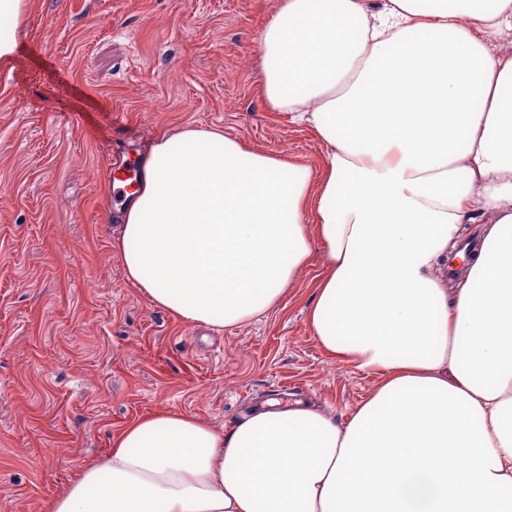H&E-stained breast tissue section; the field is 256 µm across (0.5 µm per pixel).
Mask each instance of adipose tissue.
<instances>
[{
  "label": "adipose tissue",
  "instance_id": "1",
  "mask_svg": "<svg viewBox=\"0 0 512 512\" xmlns=\"http://www.w3.org/2000/svg\"><path fill=\"white\" fill-rule=\"evenodd\" d=\"M32 0H0V64ZM512 0H279L263 98L320 166L188 126L157 137L113 241L127 280L186 324L307 308L332 362L376 384L345 421L268 400L228 429L136 417L47 512H512ZM491 221L456 290L458 225Z\"/></svg>",
  "mask_w": 512,
  "mask_h": 512
}]
</instances>
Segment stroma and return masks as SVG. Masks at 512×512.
Returning <instances> with one entry per match:
<instances>
[{"mask_svg":"<svg viewBox=\"0 0 512 512\" xmlns=\"http://www.w3.org/2000/svg\"><path fill=\"white\" fill-rule=\"evenodd\" d=\"M278 0H35L0 65V512H41L114 432L163 407L229 428L269 399L346 419L373 376L329 362L306 308L314 250L282 306L187 325L127 281L109 164L163 132L215 128L317 165L327 148L268 111L260 29Z\"/></svg>","mask_w":512,"mask_h":512,"instance_id":"stroma-1","label":"stroma"}]
</instances>
